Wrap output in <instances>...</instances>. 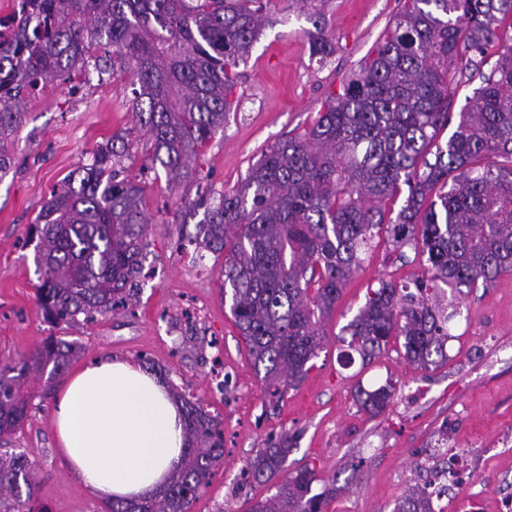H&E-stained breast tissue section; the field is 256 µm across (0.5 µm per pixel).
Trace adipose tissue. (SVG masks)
Instances as JSON below:
<instances>
[{
    "label": "adipose tissue",
    "instance_id": "ef3b65f1",
    "mask_svg": "<svg viewBox=\"0 0 512 512\" xmlns=\"http://www.w3.org/2000/svg\"><path fill=\"white\" fill-rule=\"evenodd\" d=\"M54 421L69 472L104 500L159 495L187 445L182 405L167 383L125 357L98 359L70 374Z\"/></svg>",
    "mask_w": 512,
    "mask_h": 512
}]
</instances>
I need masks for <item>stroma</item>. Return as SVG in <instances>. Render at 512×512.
<instances>
[{"label": "stroma", "instance_id": "35a3bbf8", "mask_svg": "<svg viewBox=\"0 0 512 512\" xmlns=\"http://www.w3.org/2000/svg\"><path fill=\"white\" fill-rule=\"evenodd\" d=\"M400 0H269L267 21L239 64L240 107L207 143L196 171L172 180L150 168L132 109V75L94 66L33 98L0 149L11 159L0 178V365L34 351L48 337L77 342L73 367L112 354L144 362L172 393L200 402L224 423V463L191 512H247L274 484L243 479L268 439L286 433L292 449L283 474L309 468L316 489L333 487L325 512H393L417 485L418 463L441 464V452L466 460L475 482L449 489L448 512H512V272L492 287L457 297L461 309L447 361L424 370L391 341L369 364L343 365L345 327L379 279L408 283L427 265L414 245L395 250L377 239L325 320L326 342L314 366L277 407L254 369L228 305L222 260L187 241L201 195L240 188L250 166L275 142L301 131L326 96L364 63ZM335 45L313 57L309 34ZM128 137L123 175L143 189L149 247L128 310L71 323L47 319L36 302L34 221L52 189L115 134ZM395 387L379 414L360 409L358 389ZM21 453L35 468L33 512H105L62 461L53 434L52 399H34L23 426L0 441V454Z\"/></svg>", "mask_w": 512, "mask_h": 512}]
</instances>
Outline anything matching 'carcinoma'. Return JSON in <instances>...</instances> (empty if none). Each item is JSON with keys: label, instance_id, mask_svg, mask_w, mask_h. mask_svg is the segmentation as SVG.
Returning <instances> with one entry per match:
<instances>
[{"label": "carcinoma", "instance_id": "obj_1", "mask_svg": "<svg viewBox=\"0 0 512 512\" xmlns=\"http://www.w3.org/2000/svg\"><path fill=\"white\" fill-rule=\"evenodd\" d=\"M267 0H18L0 17V140L18 129L39 86L71 80L95 59L104 73L127 68L133 109L147 138L152 168L167 177L193 171L200 150L233 107L229 99L263 27ZM512 0H403L360 69L330 93L312 123L288 134L250 169L241 187L203 210L194 243L224 255V295L265 395L280 399L298 385L324 348L321 323L359 269L373 239L385 233L400 249L421 241L427 268L413 286L380 280L346 326L348 347L367 364L392 339L406 359L428 369L448 360L451 322L461 309L446 293L490 287L512 271V45L488 74L489 45ZM102 49L104 56L93 57ZM324 60L335 45L311 36ZM467 51L468 71L482 84L472 104L451 111L449 66ZM456 130L441 144L439 132ZM121 150H116V143ZM126 138L98 146L91 164L67 178L43 203L35 225L40 309L57 323L128 306L138 291L148 220L142 189L120 177ZM407 189L396 217L385 205ZM81 353L49 338L33 353L0 367V438L27 418L29 377L50 395ZM391 383L358 389L376 415ZM189 447L160 498L114 501L108 512H190L224 463L223 421L182 397ZM284 435L248 464L258 484L275 480L288 457ZM33 465L23 454L0 456V493L20 485L26 499H0L3 512H28ZM315 473L298 469L248 512H324L332 490L313 488ZM394 512H434L412 487Z\"/></svg>", "mask_w": 512, "mask_h": 512}]
</instances>
